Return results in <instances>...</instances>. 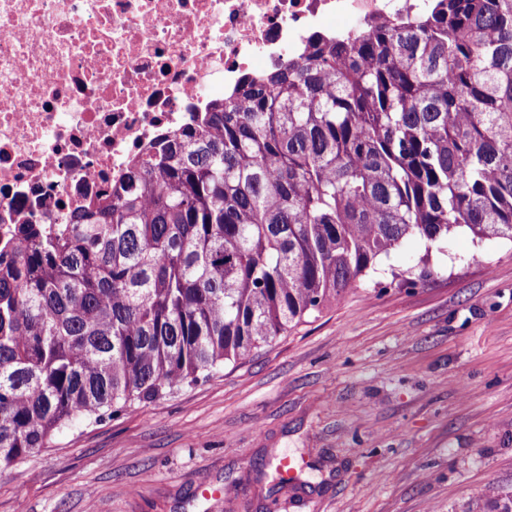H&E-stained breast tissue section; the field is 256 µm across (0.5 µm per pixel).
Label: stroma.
Masks as SVG:
<instances>
[{"label": "stroma", "mask_w": 512, "mask_h": 512, "mask_svg": "<svg viewBox=\"0 0 512 512\" xmlns=\"http://www.w3.org/2000/svg\"><path fill=\"white\" fill-rule=\"evenodd\" d=\"M424 254L431 278L393 281ZM285 456L306 469L279 489ZM490 485L512 490V241L462 229L223 371L58 432L0 470V512H483Z\"/></svg>", "instance_id": "stroma-1"}]
</instances>
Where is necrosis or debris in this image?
Listing matches in <instances>:
<instances>
[{"instance_id":"necrosis-or-debris-1","label":"necrosis or debris","mask_w":512,"mask_h":512,"mask_svg":"<svg viewBox=\"0 0 512 512\" xmlns=\"http://www.w3.org/2000/svg\"><path fill=\"white\" fill-rule=\"evenodd\" d=\"M427 0H0V248L118 185L214 91Z\"/></svg>"}]
</instances>
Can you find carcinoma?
<instances>
[{
	"label": "carcinoma",
	"mask_w": 512,
	"mask_h": 512,
	"mask_svg": "<svg viewBox=\"0 0 512 512\" xmlns=\"http://www.w3.org/2000/svg\"><path fill=\"white\" fill-rule=\"evenodd\" d=\"M512 241V0L317 38L0 259V468L336 305L406 242ZM489 512L512 493L484 492Z\"/></svg>",
	"instance_id": "cac0c4a2"
}]
</instances>
